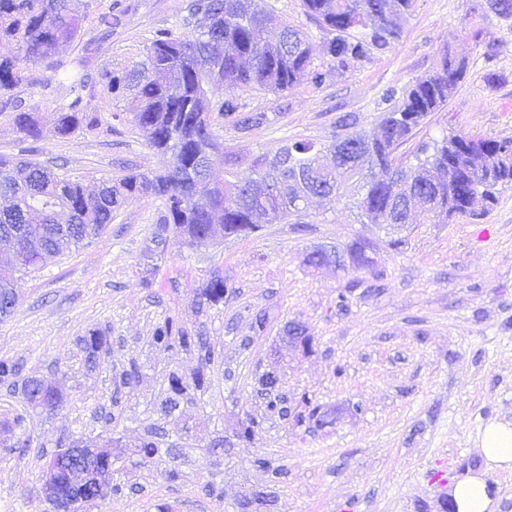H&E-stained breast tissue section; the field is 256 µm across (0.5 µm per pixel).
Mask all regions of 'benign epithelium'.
Returning <instances> with one entry per match:
<instances>
[{"label": "benign epithelium", "instance_id": "1", "mask_svg": "<svg viewBox=\"0 0 512 512\" xmlns=\"http://www.w3.org/2000/svg\"><path fill=\"white\" fill-rule=\"evenodd\" d=\"M288 347L299 351L309 346L310 337L298 324L288 325L283 337ZM70 468L64 469L65 462ZM112 468V454L97 447H83L72 442L62 445L50 457L41 475V492L52 506L53 512H90L95 502L87 496L89 489L103 488L109 482ZM66 470L69 490H61L59 475Z\"/></svg>", "mask_w": 512, "mask_h": 512}]
</instances>
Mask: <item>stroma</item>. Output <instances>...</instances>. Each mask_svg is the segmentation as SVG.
I'll return each instance as SVG.
<instances>
[{
	"label": "stroma",
	"instance_id": "35a3bbf8",
	"mask_svg": "<svg viewBox=\"0 0 512 512\" xmlns=\"http://www.w3.org/2000/svg\"><path fill=\"white\" fill-rule=\"evenodd\" d=\"M110 2L70 0L82 32L58 58L96 42L94 74L77 94L46 64L30 65V83L14 95L43 134L24 139L12 110H0V157L37 162L89 188L171 167V155L133 125L132 97L109 95L97 73L131 69L156 29L179 27L189 0H126L124 27L102 40L93 18ZM266 2L308 32L314 66L328 77L321 87L305 82L281 93L213 91L212 103L229 98L265 116L247 132L215 116L225 157L215 179L250 172L291 139L314 142L320 161L334 165L327 147L338 115L356 116L351 134L373 133L386 90L433 74L448 54L466 59V78L399 148L401 161L412 163L421 143L446 133L512 138V19L476 10L477 0H415L398 42L336 77L323 50L328 35L302 0ZM76 98L99 124L59 137L55 107ZM162 210L159 199L131 197L89 244L18 274L17 308L0 322V359L19 369L0 382V512H49L42 470L58 444L72 441L112 454V491L94 512H238L255 493L268 500L262 512H344L351 499L362 512H450L428 474L444 469L453 481L484 470L478 433L493 420L512 422V189L484 220L428 224L414 212L398 231L361 223L351 199L314 197L302 223L265 224L202 247L172 236L154 248ZM358 239L371 244L370 268L306 261L317 249L345 253ZM214 273L234 291L199 307L197 290ZM168 316L203 331L208 366L199 352L154 345V328ZM291 322L312 336L309 352L283 343ZM93 329L107 345L91 367L82 339ZM272 369L288 407L280 417L256 393ZM199 370L207 378L201 390L192 385ZM32 377L63 392L58 410L28 407L22 384ZM304 395L322 416L298 427ZM172 396L178 405L170 409ZM249 417L260 428L245 447L235 428ZM257 454L283 466L279 483L252 467Z\"/></svg>",
	"mask_w": 512,
	"mask_h": 512
}]
</instances>
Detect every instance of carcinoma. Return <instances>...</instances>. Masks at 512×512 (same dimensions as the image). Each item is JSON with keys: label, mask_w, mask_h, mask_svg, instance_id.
Returning <instances> with one entry per match:
<instances>
[{"label": "carcinoma", "mask_w": 512, "mask_h": 512, "mask_svg": "<svg viewBox=\"0 0 512 512\" xmlns=\"http://www.w3.org/2000/svg\"><path fill=\"white\" fill-rule=\"evenodd\" d=\"M306 14L331 34L324 53L334 62L336 74L367 61L390 48L401 37V20L413 0H303ZM180 36L168 28L153 34L144 60L132 69L102 75L109 93L131 94L139 101L134 124L154 148L171 154L172 167L158 174L129 173L102 182L90 191L78 182L60 177L46 167L0 159V235L13 238L11 247L0 249V314L10 317L18 303L14 285L13 255L31 253L38 269L48 261L89 241L112 222V214L136 194L164 200L153 241L166 243L170 226L181 232L189 246L209 244L215 227L226 233L253 231L264 216L271 223L300 219L294 201L299 186L296 173L308 167L314 143L288 141L255 162L252 174L235 182H215L213 170L224 163L218 150L209 112L208 93L217 76L224 88L257 86L283 92L308 82L320 86L326 73L312 68V47L306 32L283 24L264 0H190ZM205 15L210 25L202 30L196 17ZM123 0H113L97 14L101 38L123 25ZM81 23L69 9V0H0V94H8L29 81L27 65L52 59L59 48L76 40ZM95 49L82 48L69 62L66 75L72 91L85 88L94 63ZM467 73V64L446 54L439 72L418 79L397 92L386 91L384 101L393 106L384 113L379 132L354 137L347 130L356 121L346 114L336 118L340 134L336 167L313 176L326 198L346 193L357 195V208L368 224L407 223L413 208H420L443 222L455 216L480 219L498 201L497 193L512 186V139H485L466 134L444 135L421 144L416 164L398 161L396 152L427 116L441 110ZM80 99L62 105L55 131L66 138L78 130H92L97 115L79 108ZM221 115L235 128L248 131L265 115H241L231 100L218 104ZM13 122L24 138L37 141L41 126L32 112L14 105ZM209 197L198 206L192 199L196 188ZM369 243L356 241L348 253L357 258L355 268L372 264ZM229 293L224 276L215 273L201 285L199 304H217ZM195 329L166 318L155 326L153 341L168 348L177 343L192 351L200 345ZM107 338L92 331L83 339L87 361H96ZM29 407L62 402L52 385H25ZM251 464L275 482L283 469L272 460L255 455Z\"/></svg>", "instance_id": "obj_1"}]
</instances>
